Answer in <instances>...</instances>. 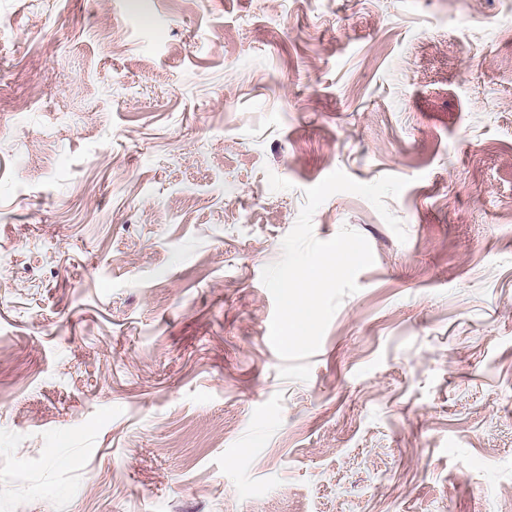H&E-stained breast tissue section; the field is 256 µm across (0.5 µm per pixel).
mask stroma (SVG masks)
Instances as JSON below:
<instances>
[{"instance_id":"stroma-1","label":"stroma","mask_w":512,"mask_h":512,"mask_svg":"<svg viewBox=\"0 0 512 512\" xmlns=\"http://www.w3.org/2000/svg\"><path fill=\"white\" fill-rule=\"evenodd\" d=\"M0 512H512V0H0Z\"/></svg>"}]
</instances>
